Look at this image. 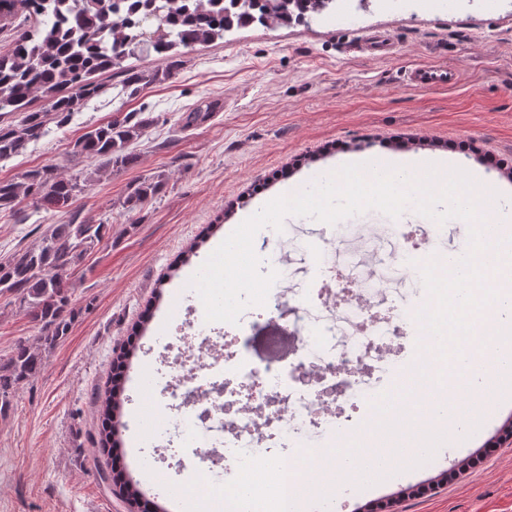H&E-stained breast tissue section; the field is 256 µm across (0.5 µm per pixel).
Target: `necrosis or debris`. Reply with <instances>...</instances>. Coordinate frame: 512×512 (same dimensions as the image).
<instances>
[{
  "mask_svg": "<svg viewBox=\"0 0 512 512\" xmlns=\"http://www.w3.org/2000/svg\"><path fill=\"white\" fill-rule=\"evenodd\" d=\"M391 262L372 275L336 263L335 247L318 259L327 279L318 292L288 287L268 236L254 239L263 271H278L267 303L244 310L240 335L221 322L189 315L172 337L156 368L161 380L149 387L153 399L145 418L149 434L171 437L159 459L191 466L208 481H226L225 449L270 457L274 444L305 445L312 429L331 425L324 446L333 449L364 432L362 418H336L338 399L366 401L369 390L390 375V345L399 333L392 309L396 285L390 268L409 273L428 252L396 236L388 240ZM276 325L267 337V361L251 358L246 330L259 320Z\"/></svg>",
  "mask_w": 512,
  "mask_h": 512,
  "instance_id": "4bbe7bcc",
  "label": "necrosis or debris"
}]
</instances>
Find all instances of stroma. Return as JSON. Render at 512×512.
I'll return each instance as SVG.
<instances>
[{"mask_svg":"<svg viewBox=\"0 0 512 512\" xmlns=\"http://www.w3.org/2000/svg\"><path fill=\"white\" fill-rule=\"evenodd\" d=\"M383 37L379 56L352 43ZM444 61L461 74L450 88L414 90L400 85L406 66ZM126 68L146 75L129 94L111 72L96 74L102 93L67 122L47 114L46 134L27 151L0 161V180L55 165L65 177L89 182L70 211H45L23 201L0 210V257L33 246L38 229L70 218L108 222L112 237L89 255L72 278L80 313L70 332L46 354L44 368L24 384L0 414V512H129L99 473L96 398L111 375L115 349L135 327L147 324L131 362L123 435L130 454L124 479L140 482L146 501L169 506L170 485L188 473L154 462L138 444L143 383L165 352L189 308L201 307L190 287L192 272L221 243L207 237L218 217L239 213L300 182L336 167L342 149L362 144L386 152L410 140L418 153H452L482 170L488 192L512 195V180L496 160L512 156V0H449L445 9H390L387 0H332L306 22L266 27L255 23L183 51L178 72L152 81L156 56H132ZM120 112H150L156 122L129 149L134 166L119 174L98 170L73 155L89 127ZM189 112L203 122L184 125ZM162 174V192L140 210L121 202L144 178ZM277 238L288 259L304 260L302 288H319L324 271L315 259L325 244L304 222L285 220ZM40 327L0 297V359L17 342H34ZM500 419L483 426L472 445L449 448L424 464L383 477L377 499L343 484L336 500L344 512H512V443L495 446ZM477 455V466L458 462Z\"/></svg>","mask_w":512,"mask_h":512,"instance_id":"1","label":"stroma"}]
</instances>
